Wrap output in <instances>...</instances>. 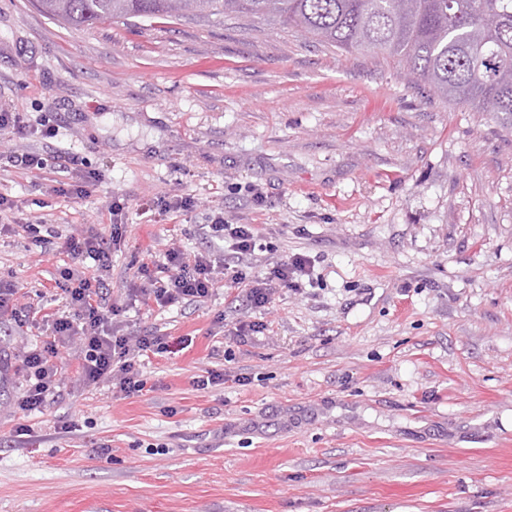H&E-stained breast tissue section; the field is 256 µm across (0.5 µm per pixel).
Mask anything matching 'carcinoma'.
Segmentation results:
<instances>
[{
  "label": "carcinoma",
  "instance_id": "1",
  "mask_svg": "<svg viewBox=\"0 0 512 512\" xmlns=\"http://www.w3.org/2000/svg\"><path fill=\"white\" fill-rule=\"evenodd\" d=\"M75 30L189 11L293 29L321 45L398 58L441 97L512 125V0H38Z\"/></svg>",
  "mask_w": 512,
  "mask_h": 512
}]
</instances>
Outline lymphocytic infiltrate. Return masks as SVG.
<instances>
[{"label":"lymphocytic infiltrate","instance_id":"1","mask_svg":"<svg viewBox=\"0 0 512 512\" xmlns=\"http://www.w3.org/2000/svg\"><path fill=\"white\" fill-rule=\"evenodd\" d=\"M23 230L41 253L56 252L66 262L59 270L63 298L52 308H28L22 302V288L0 281V321L19 329L32 322L38 328L16 369L22 379L20 411L27 415L42 411L49 398L58 395L63 376L56 358L60 346L72 338L79 341L76 373L83 385L108 380L123 397L142 393L146 382L137 367L138 357L167 353L172 346L166 336L148 327L134 340L123 331L124 308L111 302L107 280L120 233L105 235L90 229L80 236L64 237L43 224H27ZM204 236L222 241L223 254L178 247L159 258L146 253L131 294L144 306L163 308L204 301L222 285L230 290L232 301L261 310L279 289H301L303 278L314 270L309 256L296 254L268 263L258 272H246L245 262L263 248L259 231L252 224L225 223L220 214L212 218Z\"/></svg>","mask_w":512,"mask_h":512}]
</instances>
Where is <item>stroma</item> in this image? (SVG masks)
Listing matches in <instances>:
<instances>
[{"instance_id": "obj_1", "label": "stroma", "mask_w": 512, "mask_h": 512, "mask_svg": "<svg viewBox=\"0 0 512 512\" xmlns=\"http://www.w3.org/2000/svg\"><path fill=\"white\" fill-rule=\"evenodd\" d=\"M0 110L26 125L0 153L78 159L0 167L15 204L0 279L28 302L58 292L57 259L22 230L40 222L120 230L109 282L124 304L145 250L221 253L200 230L217 214L259 226V263L314 262L313 283L261 312L221 291L128 308L130 331L189 342L142 357V395L82 385L71 342L42 413L23 416L1 374L0 512H512V126L411 86L397 60L273 25L76 31L35 0H0ZM87 172L90 198L50 194ZM174 195L194 207L163 212ZM254 320L269 331L225 342ZM208 370L233 378L196 389ZM4 159L9 166L24 170L44 169L48 166L49 161L57 165L62 172H68V170L71 169V165H77V160L75 157L70 155L56 154L53 156L44 157L41 154L29 151H13L8 155L1 154V164L2 160Z\"/></svg>"}]
</instances>
